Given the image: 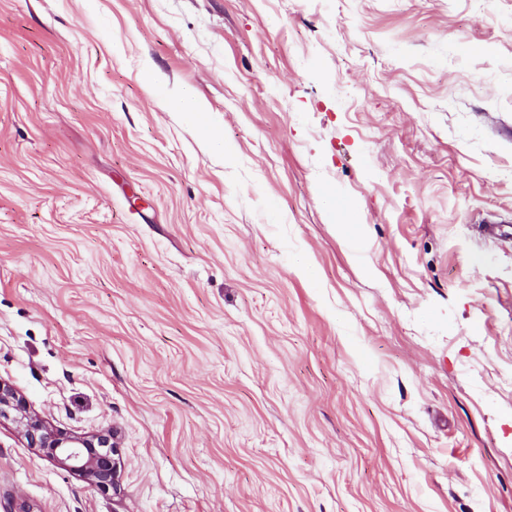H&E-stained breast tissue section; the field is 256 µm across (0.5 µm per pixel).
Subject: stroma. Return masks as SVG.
<instances>
[{"instance_id":"stroma-1","label":"stroma","mask_w":512,"mask_h":512,"mask_svg":"<svg viewBox=\"0 0 512 512\" xmlns=\"http://www.w3.org/2000/svg\"><path fill=\"white\" fill-rule=\"evenodd\" d=\"M0 380V512H512V0H0ZM167 106L172 111L182 112L187 119L193 122L202 135L210 142L214 139V125L208 112H204L202 106L187 95L170 98ZM10 420L29 448L59 462L91 487L106 491L117 485L118 461L111 432L80 436L54 428L27 407L22 395L0 380V422ZM101 448H108L107 452Z\"/></svg>"}]
</instances>
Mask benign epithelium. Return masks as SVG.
Segmentation results:
<instances>
[{
	"mask_svg": "<svg viewBox=\"0 0 512 512\" xmlns=\"http://www.w3.org/2000/svg\"><path fill=\"white\" fill-rule=\"evenodd\" d=\"M10 420L28 447L78 474L91 487L106 491L116 487L118 461L112 433L80 436L51 426L27 407L22 395L0 380V420Z\"/></svg>",
	"mask_w": 512,
	"mask_h": 512,
	"instance_id": "benign-epithelium-1",
	"label": "benign epithelium"
}]
</instances>
